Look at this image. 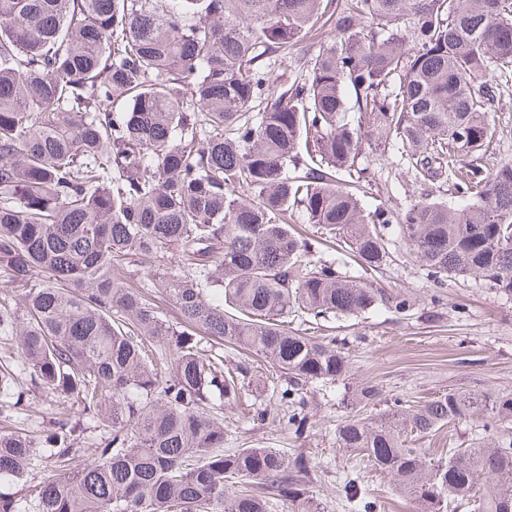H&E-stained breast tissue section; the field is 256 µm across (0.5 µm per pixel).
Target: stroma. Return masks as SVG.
Masks as SVG:
<instances>
[{
    "label": "stroma",
    "instance_id": "obj_1",
    "mask_svg": "<svg viewBox=\"0 0 512 512\" xmlns=\"http://www.w3.org/2000/svg\"><path fill=\"white\" fill-rule=\"evenodd\" d=\"M494 119L497 135L490 151L494 162L512 161V86L504 88ZM361 163L370 184L366 201L398 211L432 190L416 181L398 151H369ZM374 287L405 291L416 300L412 315L404 317L381 307L365 315L325 321L321 335L342 339L354 381L381 389L386 397L422 402L451 387H469L476 379L494 387L512 388V296L499 292L483 279L456 277L436 288L425 270L409 254L400 236H393L390 259L373 278ZM27 391L24 427L39 432L52 426L56 407L49 396L32 390L30 377H16ZM342 385L317 386L312 426L306 437L295 438L285 422L275 418L279 401L271 395L256 405L273 416L258 423L224 410V450L280 448L289 456L312 459L313 490L323 512H352L343 480L358 473L359 487L376 502V512H408V503L393 489L388 477L360 469L353 453L339 448L336 426L345 415ZM478 436L475 422L453 423L419 440L432 458L448 449L472 443Z\"/></svg>",
    "mask_w": 512,
    "mask_h": 512
}]
</instances>
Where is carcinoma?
Wrapping results in <instances>:
<instances>
[{
  "label": "carcinoma",
  "instance_id": "obj_1",
  "mask_svg": "<svg viewBox=\"0 0 512 512\" xmlns=\"http://www.w3.org/2000/svg\"><path fill=\"white\" fill-rule=\"evenodd\" d=\"M331 20L333 38L291 55ZM511 81L512 0H0V279L25 290L21 316L0 296V339L32 386L104 434L87 462L78 421L1 431L0 480L58 468L29 501L0 495V512H322L308 458L218 452L221 406L263 422L241 398L280 381L297 436L314 385L344 386L338 446L389 475L410 512H512V389L390 401L351 384L335 340L284 321L408 314L410 294L364 283L393 224L437 287L474 276L512 294V161L487 168ZM365 141L401 146L436 193L397 213L364 203L337 174L362 173ZM294 214L362 275L323 259ZM167 253L177 268L152 287L176 323L124 276ZM205 339L262 358L265 376L207 356ZM468 420L489 445L438 460L409 447ZM344 491L374 512L357 479Z\"/></svg>",
  "mask_w": 512,
  "mask_h": 512
}]
</instances>
